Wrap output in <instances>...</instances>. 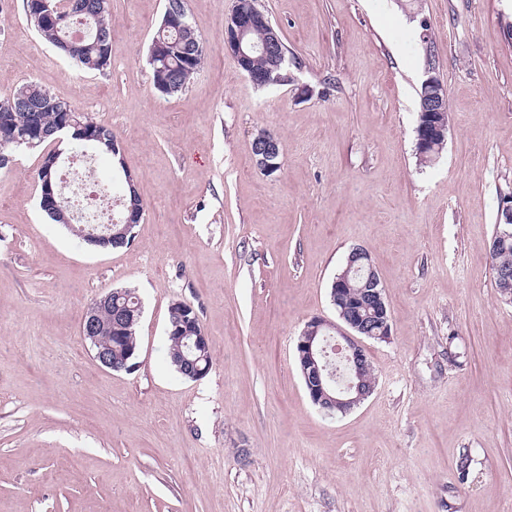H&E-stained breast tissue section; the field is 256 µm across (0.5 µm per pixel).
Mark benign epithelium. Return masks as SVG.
Listing matches in <instances>:
<instances>
[{
    "mask_svg": "<svg viewBox=\"0 0 512 512\" xmlns=\"http://www.w3.org/2000/svg\"><path fill=\"white\" fill-rule=\"evenodd\" d=\"M186 18L184 0H167L166 19L170 26L183 25ZM224 48L235 58L239 70L257 86L268 85L267 76L253 71L254 55L258 54L278 67L285 61L280 35L272 27L268 16L253 0H236L232 12L224 18ZM420 114L427 120L416 130V148L419 153L437 150L436 142L443 141L449 127L439 121V114L448 111V92L440 76L439 67H428L425 71ZM253 154L257 165L272 173L281 167L280 144L274 136L261 132L253 140ZM40 206L47 211L60 214L67 223L75 219L63 203L60 191L50 181L41 182ZM140 216L129 214L121 225L107 224L103 233L93 234L88 241L110 239L112 234L126 235L130 225L138 223ZM367 267L366 279L359 285V293L353 312L339 314L333 322L324 317L310 318L299 335L297 345L301 376L311 402L323 413L331 414L336 409L346 415L357 408L375 389L371 373V362L367 356L365 321L375 319L383 324L386 340L390 336V310L380 288V279L368 252L354 247L347 256L345 272H357ZM122 295L120 290H111L95 300L85 311L80 326L82 339L94 351V358L105 368H112V350L100 346V313L112 308V298ZM170 336L185 347L187 355L195 356L192 362V378L205 375L207 367L199 365L207 348L208 338L187 327L174 328Z\"/></svg>",
    "mask_w": 512,
    "mask_h": 512,
    "instance_id": "obj_1",
    "label": "benign epithelium"
}]
</instances>
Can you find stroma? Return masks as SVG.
Masks as SVG:
<instances>
[{"label": "stroma", "instance_id": "stroma-1", "mask_svg": "<svg viewBox=\"0 0 512 512\" xmlns=\"http://www.w3.org/2000/svg\"><path fill=\"white\" fill-rule=\"evenodd\" d=\"M235 0H185L206 48L188 88L153 86L166 0H109L112 53L74 68L0 0V97L28 82L111 126L96 160L144 213L97 251L40 209L53 142L0 169V512H512V303L489 241L512 192V0H258L290 82L258 88L224 48ZM427 18L448 89L443 152L415 149ZM275 135L268 173L252 143ZM368 251L391 335L376 387L329 417L296 339L335 319L330 284ZM143 305L135 370L102 367L79 327L115 288ZM192 306L212 368L168 358L169 307ZM253 154L257 165L262 170L272 173L280 169V144L271 134L258 133L253 140Z\"/></svg>", "mask_w": 512, "mask_h": 512}]
</instances>
